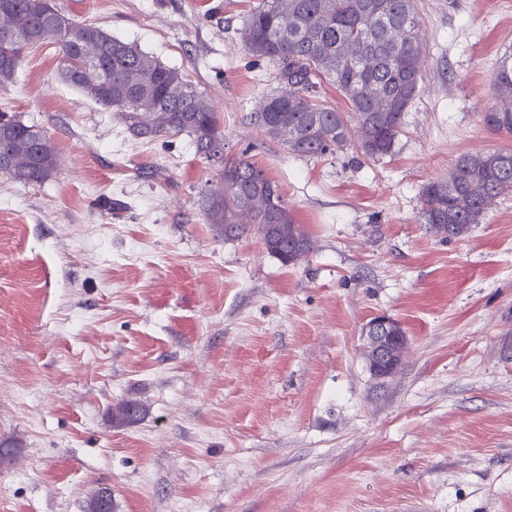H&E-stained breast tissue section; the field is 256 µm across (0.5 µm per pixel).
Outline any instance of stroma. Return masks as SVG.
<instances>
[{
    "instance_id": "stroma-1",
    "label": "stroma",
    "mask_w": 512,
    "mask_h": 512,
    "mask_svg": "<svg viewBox=\"0 0 512 512\" xmlns=\"http://www.w3.org/2000/svg\"><path fill=\"white\" fill-rule=\"evenodd\" d=\"M258 0H54L203 92L226 154L278 184L313 249L286 266L216 237L218 175L187 135H130L28 46L0 112L46 132L53 175L0 174V512H512V193L457 239L422 190L512 150L479 114L512 0H416L424 88L393 151L293 154L250 122L276 88L239 30ZM406 331L375 379L363 333ZM140 401L116 427L113 404Z\"/></svg>"
}]
</instances>
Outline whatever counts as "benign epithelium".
Listing matches in <instances>:
<instances>
[{
    "label": "benign epithelium",
    "mask_w": 512,
    "mask_h": 512,
    "mask_svg": "<svg viewBox=\"0 0 512 512\" xmlns=\"http://www.w3.org/2000/svg\"><path fill=\"white\" fill-rule=\"evenodd\" d=\"M407 337L392 318L379 315L367 325L363 352L370 371L377 378H388L402 363Z\"/></svg>",
    "instance_id": "benign-epithelium-1"
}]
</instances>
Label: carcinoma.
Wrapping results in <instances>:
<instances>
[{
    "mask_svg": "<svg viewBox=\"0 0 512 512\" xmlns=\"http://www.w3.org/2000/svg\"><path fill=\"white\" fill-rule=\"evenodd\" d=\"M60 12L51 0H0V24L28 34V43L57 44L61 81L116 112L136 137L186 134L196 155L210 160L224 152L217 113L195 86L138 46L93 25L70 24L53 31ZM247 53L276 67L278 85L252 113L254 124L289 151L322 156L350 143L371 159L389 154L401 134L405 112L423 89V44L415 0H259L241 28ZM23 48L0 39V84L14 79ZM336 86L349 104L340 112L316 100L324 82ZM497 104L483 123L512 134V55L494 74ZM35 125L0 112V173L23 183L42 182L57 168L46 136ZM295 136H290V133ZM220 183L202 195L205 223L226 239L252 231L267 252L294 265L313 243L296 224L279 187L247 158H223ZM512 191V151L464 154L450 176L422 192L427 224H457L466 230L483 219L487 206ZM144 411L137 401L112 406V423H135Z\"/></svg>",
    "mask_w": 512,
    "mask_h": 512,
    "instance_id": "obj_1",
    "label": "carcinoma"
}]
</instances>
